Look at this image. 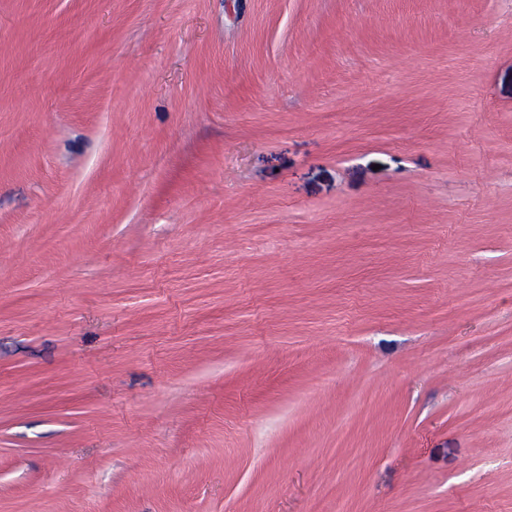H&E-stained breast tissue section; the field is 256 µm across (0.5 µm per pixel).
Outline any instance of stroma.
Masks as SVG:
<instances>
[{"label":"stroma","mask_w":512,"mask_h":512,"mask_svg":"<svg viewBox=\"0 0 512 512\" xmlns=\"http://www.w3.org/2000/svg\"><path fill=\"white\" fill-rule=\"evenodd\" d=\"M0 512H512V0H0Z\"/></svg>","instance_id":"obj_1"}]
</instances>
